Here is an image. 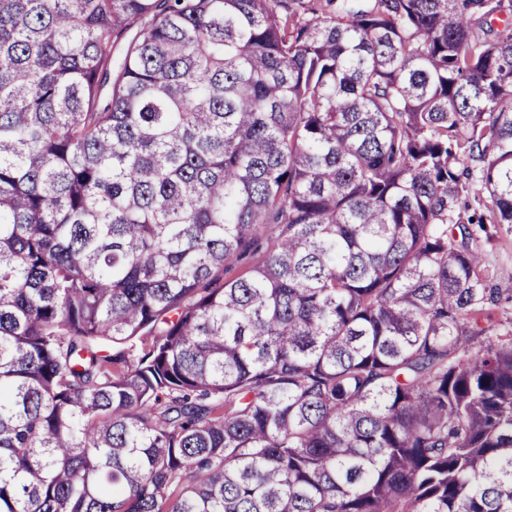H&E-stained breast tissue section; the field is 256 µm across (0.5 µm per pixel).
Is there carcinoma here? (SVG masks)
<instances>
[{"instance_id":"1","label":"carcinoma","mask_w":512,"mask_h":512,"mask_svg":"<svg viewBox=\"0 0 512 512\" xmlns=\"http://www.w3.org/2000/svg\"><path fill=\"white\" fill-rule=\"evenodd\" d=\"M511 18L0 0V512H512ZM487 260L497 272V285L501 290L502 300L495 308L492 323L512 319V233L503 232L493 245L486 247ZM507 298H509L507 300Z\"/></svg>"}]
</instances>
